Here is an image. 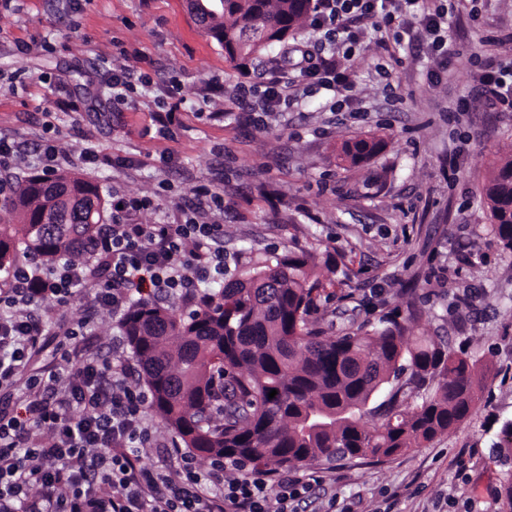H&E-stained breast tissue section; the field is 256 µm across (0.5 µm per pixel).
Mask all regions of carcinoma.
I'll list each match as a JSON object with an SVG mask.
<instances>
[{
  "mask_svg": "<svg viewBox=\"0 0 512 512\" xmlns=\"http://www.w3.org/2000/svg\"><path fill=\"white\" fill-rule=\"evenodd\" d=\"M313 0H190V12L232 62L248 60L310 19ZM385 147L374 137L341 143L355 167ZM480 195L501 248L512 253V146L501 149ZM0 278L26 258L48 266L105 223L100 186L59 172L33 176L0 202ZM317 257L272 251L211 288L176 316L143 299L120 328L141 369L151 409L185 447L214 462L271 470L310 462L388 458L420 448L471 415L483 367L440 336L415 331L412 316L324 335L309 321L320 287ZM277 390L268 398L270 390ZM375 413L369 431L362 420Z\"/></svg>",
  "mask_w": 512,
  "mask_h": 512,
  "instance_id": "1",
  "label": "carcinoma"
}]
</instances>
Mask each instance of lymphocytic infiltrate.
I'll return each instance as SVG.
<instances>
[{
    "mask_svg": "<svg viewBox=\"0 0 512 512\" xmlns=\"http://www.w3.org/2000/svg\"><path fill=\"white\" fill-rule=\"evenodd\" d=\"M309 25L320 38L315 51H303L302 73L316 86L354 92L338 58L354 56L366 29L386 43L392 28H421L428 55L448 62L444 0H314ZM477 83L489 107H512V65H486ZM295 93L282 71L240 87L237 102L256 122L261 113L287 110ZM25 154L47 174L65 158L53 134L30 152L0 137V172ZM221 201L197 188L178 223L149 224L134 216L153 201L125 198L78 259L50 269L21 264L0 289V387L19 388L0 396V512H297L308 497L311 483L288 472L234 460L203 472L180 448L157 444L151 396L132 384L129 366L94 344L86 324L50 329L37 314L45 301L63 303L79 292L116 315L139 298L196 297L224 277V227L205 218ZM52 334L82 340L70 374H27L37 345ZM153 447L166 455V471L144 460L143 449Z\"/></svg>",
    "mask_w": 512,
    "mask_h": 512,
    "instance_id": "lymphocytic-infiltrate-1",
    "label": "lymphocytic infiltrate"
}]
</instances>
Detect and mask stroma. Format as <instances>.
Instances as JSON below:
<instances>
[{"mask_svg": "<svg viewBox=\"0 0 512 512\" xmlns=\"http://www.w3.org/2000/svg\"><path fill=\"white\" fill-rule=\"evenodd\" d=\"M448 35L457 54L429 81L417 44L363 41L353 61L357 100L342 111L326 93L253 123L233 93L255 70L298 76L309 28L247 64L229 61L191 15L187 0H11L0 5V136L27 146L56 127L69 152L63 170L97 182L106 198L147 196L154 220L178 218L204 184L224 197L213 220L224 248L306 249L330 259L312 314L327 335L350 316L377 321L416 309V327L444 336L487 367L481 399L457 429L382 461L290 467L319 479L305 512H504L498 495L512 476L499 427L512 419V255L502 252L479 186L495 151L512 144V109L474 96L482 65L512 61V0H454ZM28 46L19 53L18 43ZM151 60L158 87L182 97L170 138L156 132L153 96L110 103L102 89L113 62ZM224 90L214 93L213 83ZM72 98L80 111H57ZM376 135L382 152L366 165L338 164L344 138ZM96 144L108 165L85 168L79 150ZM90 296L45 305L46 318L90 316L97 342L115 320L91 316Z\"/></svg>", "mask_w": 512, "mask_h": 512, "instance_id": "1", "label": "stroma"}]
</instances>
